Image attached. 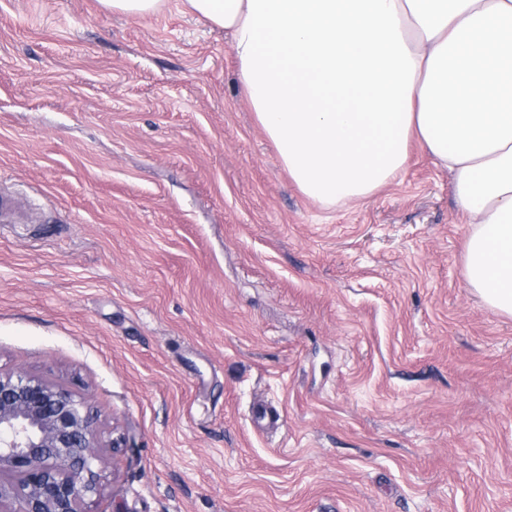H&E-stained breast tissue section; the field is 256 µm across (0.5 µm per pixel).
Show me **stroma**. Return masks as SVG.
Segmentation results:
<instances>
[{"mask_svg": "<svg viewBox=\"0 0 512 512\" xmlns=\"http://www.w3.org/2000/svg\"><path fill=\"white\" fill-rule=\"evenodd\" d=\"M5 196L0 370L88 397L90 512H512V317L467 287V219L419 145L323 207L229 33L175 0H0ZM112 12L131 17H147L160 11L166 0H100Z\"/></svg>", "mask_w": 512, "mask_h": 512, "instance_id": "stroma-1", "label": "stroma"}]
</instances>
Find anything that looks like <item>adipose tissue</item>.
Segmentation results:
<instances>
[{"mask_svg": "<svg viewBox=\"0 0 512 512\" xmlns=\"http://www.w3.org/2000/svg\"><path fill=\"white\" fill-rule=\"evenodd\" d=\"M229 31L238 81L290 179L331 207L419 143L454 175L466 283L512 316V0H179Z\"/></svg>", "mask_w": 512, "mask_h": 512, "instance_id": "ef3b65f1", "label": "adipose tissue"}]
</instances>
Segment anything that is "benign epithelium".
<instances>
[{"instance_id":"obj_1","label":"benign epithelium","mask_w":512,"mask_h":512,"mask_svg":"<svg viewBox=\"0 0 512 512\" xmlns=\"http://www.w3.org/2000/svg\"><path fill=\"white\" fill-rule=\"evenodd\" d=\"M105 466L84 397L0 372V512H87Z\"/></svg>"}]
</instances>
